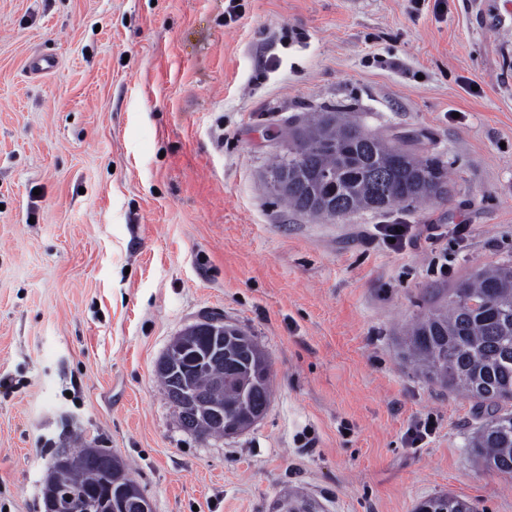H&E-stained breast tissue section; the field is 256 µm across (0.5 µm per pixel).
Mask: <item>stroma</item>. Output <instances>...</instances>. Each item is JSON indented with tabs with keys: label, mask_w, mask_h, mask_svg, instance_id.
I'll list each match as a JSON object with an SVG mask.
<instances>
[{
	"label": "stroma",
	"mask_w": 512,
	"mask_h": 512,
	"mask_svg": "<svg viewBox=\"0 0 512 512\" xmlns=\"http://www.w3.org/2000/svg\"><path fill=\"white\" fill-rule=\"evenodd\" d=\"M38 55L56 70L30 74ZM325 109L411 136L449 194L289 212L266 172L288 121ZM379 224L419 240L392 250ZM507 260L512 0H0V512H43L56 452L87 442L129 464L153 512H272L287 491L321 512L441 492L512 512V481L466 448L472 401L399 346ZM209 313L263 349L274 393L250 428L204 441L156 367Z\"/></svg>",
	"instance_id": "35a3bbf8"
}]
</instances>
